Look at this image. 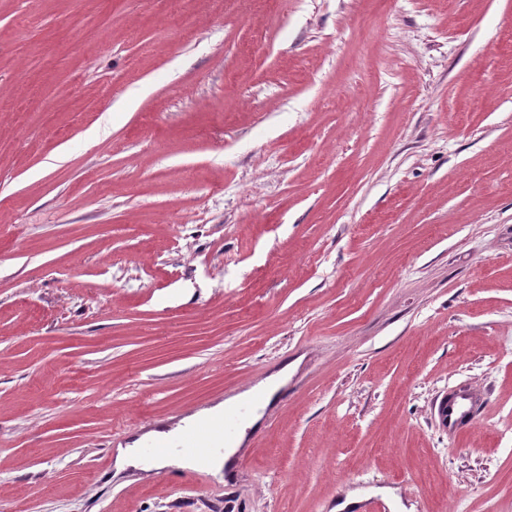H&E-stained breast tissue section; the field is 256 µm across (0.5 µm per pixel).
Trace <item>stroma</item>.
I'll use <instances>...</instances> for the list:
<instances>
[{"instance_id":"stroma-1","label":"stroma","mask_w":512,"mask_h":512,"mask_svg":"<svg viewBox=\"0 0 512 512\" xmlns=\"http://www.w3.org/2000/svg\"><path fill=\"white\" fill-rule=\"evenodd\" d=\"M283 370L236 481L116 471ZM384 487L512 512V0H0V512ZM470 399L465 393H454L448 396V413L443 417L446 427L456 428L475 420L477 408Z\"/></svg>"}]
</instances>
